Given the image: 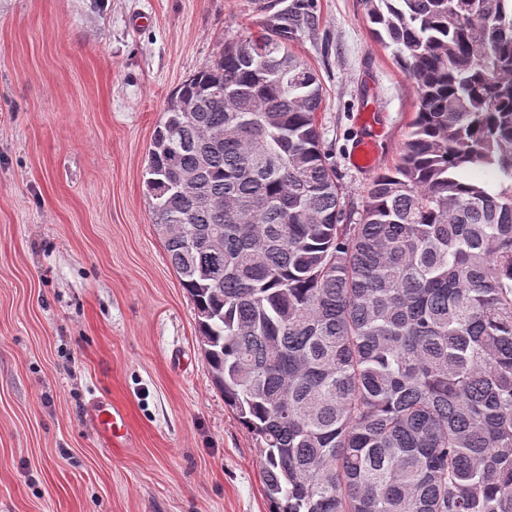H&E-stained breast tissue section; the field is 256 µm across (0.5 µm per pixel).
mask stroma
Segmentation results:
<instances>
[{
	"instance_id": "obj_1",
	"label": "stroma",
	"mask_w": 512,
	"mask_h": 512,
	"mask_svg": "<svg viewBox=\"0 0 512 512\" xmlns=\"http://www.w3.org/2000/svg\"><path fill=\"white\" fill-rule=\"evenodd\" d=\"M0 0V512H269L255 437L212 383L145 166L171 94L274 15L318 75L346 211L417 106L361 0ZM376 135L377 164L350 154ZM108 399L130 442L108 451ZM92 412L102 437L110 446L109 449L112 450V444L118 447L114 449H121L127 439L124 411L110 401L101 400L94 404Z\"/></svg>"
}]
</instances>
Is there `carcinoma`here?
Segmentation results:
<instances>
[{"mask_svg":"<svg viewBox=\"0 0 512 512\" xmlns=\"http://www.w3.org/2000/svg\"><path fill=\"white\" fill-rule=\"evenodd\" d=\"M361 2L418 105L359 217L273 25L172 94L155 226L270 512H512V0Z\"/></svg>","mask_w":512,"mask_h":512,"instance_id":"obj_1","label":"carcinoma"}]
</instances>
